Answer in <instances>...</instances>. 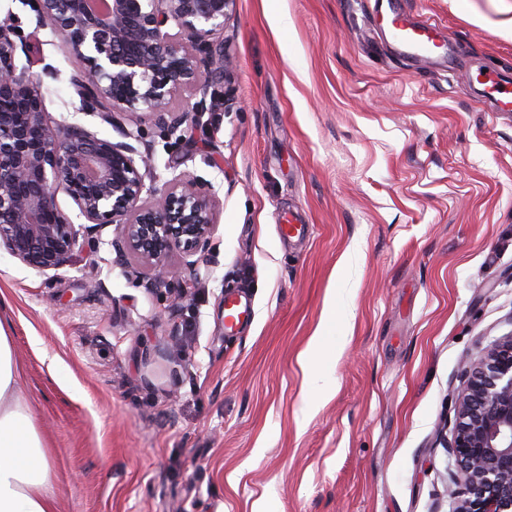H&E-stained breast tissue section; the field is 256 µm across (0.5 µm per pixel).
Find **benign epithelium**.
Wrapping results in <instances>:
<instances>
[{
	"mask_svg": "<svg viewBox=\"0 0 512 512\" xmlns=\"http://www.w3.org/2000/svg\"><path fill=\"white\" fill-rule=\"evenodd\" d=\"M237 0H36L39 20L84 63L79 111L110 124L145 111L169 137L206 127L207 112L224 110V43L215 35ZM177 31L170 32V25ZM13 16L0 20V248L41 271L71 262L79 239L114 226L111 246L136 257L145 288L181 294L196 281L215 231L208 184L179 174L158 189L146 185L150 158L135 159L78 123L51 125L41 79L13 63ZM199 97L190 111L173 102ZM144 170H139L137 163ZM71 198L81 222L57 205ZM183 256L175 264L172 257ZM457 471L449 476L453 512H512V332L461 361L452 437Z\"/></svg>",
	"mask_w": 512,
	"mask_h": 512,
	"instance_id": "obj_1",
	"label": "benign epithelium"
}]
</instances>
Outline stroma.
Listing matches in <instances>:
<instances>
[{
    "mask_svg": "<svg viewBox=\"0 0 512 512\" xmlns=\"http://www.w3.org/2000/svg\"><path fill=\"white\" fill-rule=\"evenodd\" d=\"M370 2L237 0L224 109L178 145L144 112L79 113L82 62L29 0H0L51 122L115 142L140 127L156 187L184 172L215 189L181 298L126 277L108 226L57 270L0 249L57 512H451L459 360L512 332V115L479 76L512 74V0H396L454 34L474 64L459 76L400 56ZM288 211L306 237L279 236ZM237 289L254 316L231 334Z\"/></svg>",
    "mask_w": 512,
    "mask_h": 512,
    "instance_id": "obj_1",
    "label": "stroma"
}]
</instances>
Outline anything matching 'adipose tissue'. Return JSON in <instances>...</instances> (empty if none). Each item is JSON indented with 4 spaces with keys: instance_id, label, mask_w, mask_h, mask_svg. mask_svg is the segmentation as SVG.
<instances>
[{
    "instance_id": "1",
    "label": "adipose tissue",
    "mask_w": 512,
    "mask_h": 512,
    "mask_svg": "<svg viewBox=\"0 0 512 512\" xmlns=\"http://www.w3.org/2000/svg\"><path fill=\"white\" fill-rule=\"evenodd\" d=\"M19 368L0 322V512H54L52 466L28 404L18 394Z\"/></svg>"
}]
</instances>
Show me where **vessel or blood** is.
Here are the masks:
<instances>
[{
	"instance_id": "b4317fda",
	"label": "vessel or blood",
	"mask_w": 512,
	"mask_h": 512,
	"mask_svg": "<svg viewBox=\"0 0 512 512\" xmlns=\"http://www.w3.org/2000/svg\"><path fill=\"white\" fill-rule=\"evenodd\" d=\"M373 19L406 56L428 58L445 47L435 24L414 23L407 16L383 11L378 4L373 7ZM483 85L486 95L493 101L494 111L512 112V81L507 80L502 74L488 71L484 74ZM224 310L225 329L230 333L237 331L253 316L249 302L232 292L224 296Z\"/></svg>"
}]
</instances>
